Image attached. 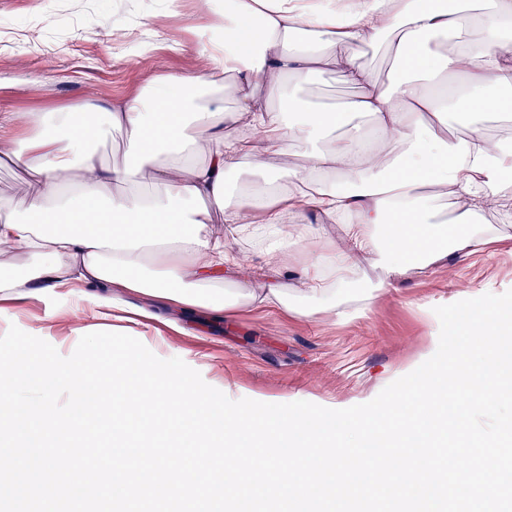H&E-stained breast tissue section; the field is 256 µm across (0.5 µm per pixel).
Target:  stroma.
Listing matches in <instances>:
<instances>
[{"mask_svg":"<svg viewBox=\"0 0 512 512\" xmlns=\"http://www.w3.org/2000/svg\"><path fill=\"white\" fill-rule=\"evenodd\" d=\"M202 23L196 0H0V113L57 112L89 96L134 97L154 76L197 67L188 31ZM160 35L180 50L156 47ZM356 93L339 74L324 72L303 96L333 108ZM481 221L500 226L504 239L482 254L449 259L370 311L336 323L262 308L174 310L132 295L117 314L80 289L64 288L0 299V336L14 325L67 357L85 334L124 333L159 358H181L233 400L327 408L370 400L437 344L435 307L460 301L467 288L512 289V222L494 211Z\"/></svg>","mask_w":512,"mask_h":512,"instance_id":"stroma-1","label":"stroma"}]
</instances>
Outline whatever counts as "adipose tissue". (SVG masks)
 I'll return each mask as SVG.
<instances>
[{
  "mask_svg": "<svg viewBox=\"0 0 512 512\" xmlns=\"http://www.w3.org/2000/svg\"><path fill=\"white\" fill-rule=\"evenodd\" d=\"M197 7L214 32L197 43V70L155 76L116 105L90 96L53 117L0 115V162L28 177L22 211L0 212V256L27 258L20 277L0 273L1 294L103 287L113 308L124 289L214 314L265 305L339 319L348 298L368 306L497 241L475 218L502 208L512 173V151L483 125L512 114V0ZM473 26L479 39L466 36ZM379 42L401 62L387 85L362 61ZM325 70L357 90L340 109L300 97ZM453 106L470 117L460 134L448 131ZM110 128L127 156L106 164L93 145ZM450 202L458 214L445 222ZM320 224L339 231L318 234ZM256 235L264 245L243 261L234 244ZM291 254L301 264L289 289ZM364 262L385 278L358 289Z\"/></svg>",
  "mask_w": 512,
  "mask_h": 512,
  "instance_id": "ef3b65f1",
  "label": "adipose tissue"
}]
</instances>
